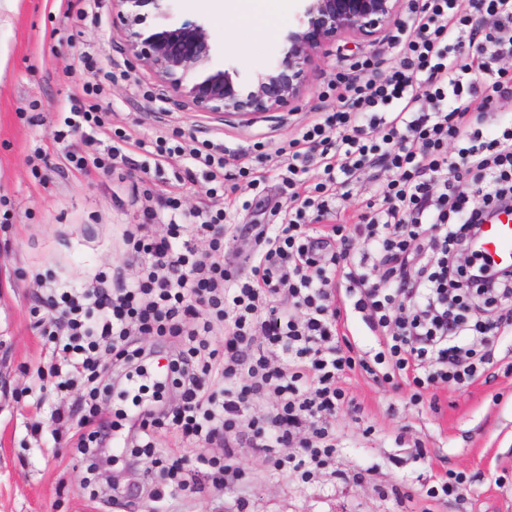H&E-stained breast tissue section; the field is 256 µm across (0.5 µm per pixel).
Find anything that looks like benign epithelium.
<instances>
[{"label":"benign epithelium","mask_w":512,"mask_h":512,"mask_svg":"<svg viewBox=\"0 0 512 512\" xmlns=\"http://www.w3.org/2000/svg\"><path fill=\"white\" fill-rule=\"evenodd\" d=\"M131 58L199 111L242 117L285 109L305 91L308 69L336 40H374L399 16L400 0H299L297 24L279 53L247 89L226 68L213 66L211 36L202 23L172 21L173 0H113ZM153 5L166 24L146 35L135 8Z\"/></svg>","instance_id":"obj_1"}]
</instances>
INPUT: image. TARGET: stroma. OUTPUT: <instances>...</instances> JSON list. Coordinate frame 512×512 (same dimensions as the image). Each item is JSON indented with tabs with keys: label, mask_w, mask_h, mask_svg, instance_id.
I'll return each mask as SVG.
<instances>
[{
	"label": "stroma",
	"mask_w": 512,
	"mask_h": 512,
	"mask_svg": "<svg viewBox=\"0 0 512 512\" xmlns=\"http://www.w3.org/2000/svg\"><path fill=\"white\" fill-rule=\"evenodd\" d=\"M85 0H0V512H512V372L491 367L464 388L437 383L416 391L357 370L342 386L349 406L333 426L338 448L312 478L275 472L249 459L237 481L219 491L155 500L148 457L134 458L114 434L101 474H94L72 443L75 422L55 420L82 392L80 385L54 387L63 365L60 351L42 336L36 320L50 289L78 286L96 272L122 268L133 278L124 234L147 223L142 205L119 204L132 188L180 194L185 211L213 204L209 183L180 160L149 172L119 170L83 177L60 166L64 147L54 134L59 113L79 91L70 73L91 51L105 81L111 128L140 140L135 160L156 136L181 134L208 140L216 149H249L248 160L264 176L262 197L245 184L224 197L226 256L244 264L256 245L250 230L269 224L273 210H287L281 151L317 112L336 108V85L359 60H389L397 50L387 27L376 42L347 37L309 74L302 99L285 110L252 118L198 111L165 89L152 71L132 60L112 22L111 0H98L94 21L77 23ZM175 18L203 23L214 45V62L234 69L248 85L281 50L294 11L273 27L237 26L227 31L207 11L206 0H176ZM385 179L370 171L349 197L330 200L332 224L352 223L356 212L378 198ZM252 200L249 210L238 199ZM467 478L459 496H433L449 473Z\"/></svg>",
	"instance_id": "1"
}]
</instances>
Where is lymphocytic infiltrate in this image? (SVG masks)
I'll list each match as a JSON object with an SVG mask.
<instances>
[{
    "mask_svg": "<svg viewBox=\"0 0 512 512\" xmlns=\"http://www.w3.org/2000/svg\"><path fill=\"white\" fill-rule=\"evenodd\" d=\"M491 23L474 36L460 0H410L392 40L398 54L384 77L344 80L349 108L317 113L289 143L282 182L291 204L279 223L256 227L259 245L249 274L224 261V211L205 205L185 212L167 197L166 233L139 224L125 234L139 268L129 282L95 274L78 288H57V313L46 333L61 345L67 376L86 388L77 450L100 446L97 398L110 388L103 356L129 363L139 336H177L184 348L170 360L167 384L180 402L170 426L192 441L224 446L223 457L154 455L152 413L138 421L136 451L152 457L157 485L203 492L232 484L238 448L270 466L320 470L335 446L330 420L343 407V377L354 369L386 381L403 376L416 389L443 382L458 388L495 365L496 337L512 333V283L483 261L461 264L488 215L512 205V0H480ZM80 83L91 104L72 105L68 136L96 146L95 155L63 154L65 167L112 173L136 143L110 133L91 55L81 58ZM480 118H473V106ZM500 135L484 134L486 122ZM233 150L212 153L209 142L183 145L158 136L155 165L181 158L224 189ZM384 164L391 177L381 202L354 224L331 225L317 237L308 213L325 216L327 198H343L365 170ZM318 181L307 187V175ZM354 296V312L381 340L372 359H355L339 341L344 312L339 291ZM481 307V348L461 344ZM223 336L222 348L210 339ZM270 410L255 415L260 402Z\"/></svg>",
    "mask_w": 512,
    "mask_h": 512,
    "instance_id": "obj_1",
    "label": "lymphocytic infiltrate"
}]
</instances>
